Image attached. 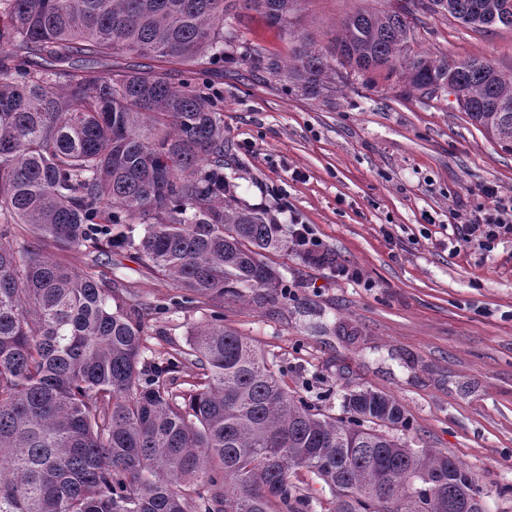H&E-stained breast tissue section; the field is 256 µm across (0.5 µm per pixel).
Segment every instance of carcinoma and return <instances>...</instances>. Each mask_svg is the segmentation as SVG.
Wrapping results in <instances>:
<instances>
[{"instance_id": "cac0c4a2", "label": "carcinoma", "mask_w": 512, "mask_h": 512, "mask_svg": "<svg viewBox=\"0 0 512 512\" xmlns=\"http://www.w3.org/2000/svg\"><path fill=\"white\" fill-rule=\"evenodd\" d=\"M237 2L0 0V512H310L317 485L324 512H448L475 490L447 453L375 428L408 426L393 396L354 392L336 418L224 326L226 296L275 302L281 279L261 256L283 247L271 211L224 177V98L198 78L224 59ZM302 2L245 0L293 38L287 70L247 48L252 68L308 97L336 91L347 67H386L431 96L451 75L461 111L512 153V75L414 53L393 0L346 15L322 46L299 30ZM420 2L512 28V0ZM117 56L163 69L96 70ZM169 66L186 67L181 83ZM12 224L66 249L135 252L208 323L147 365L157 306L15 243Z\"/></svg>"}]
</instances>
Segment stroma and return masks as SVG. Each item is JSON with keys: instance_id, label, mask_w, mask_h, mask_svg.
Masks as SVG:
<instances>
[{"instance_id": "stroma-1", "label": "stroma", "mask_w": 512, "mask_h": 512, "mask_svg": "<svg viewBox=\"0 0 512 512\" xmlns=\"http://www.w3.org/2000/svg\"><path fill=\"white\" fill-rule=\"evenodd\" d=\"M381 0H305L302 25L324 37L348 13ZM236 49L207 77L224 96V174L254 206L282 203L310 224L339 277L295 251L268 262L285 287L276 303L226 298L224 323L273 361L289 391L333 416L354 389L383 391L401 405L412 447L447 452L472 471L486 512H512V240L493 249L456 247L457 228L489 185L512 198V153L461 112L453 97L408 90L397 73H351L347 86L316 98L251 72L241 49H263L287 66L292 44L258 11L238 8ZM416 52L484 57L512 75V29L468 28L418 13ZM301 178H293V171ZM19 243L104 285L135 291L158 307L144 359L186 347L205 310L176 305L172 282L133 253L97 254L39 242L26 225Z\"/></svg>"}]
</instances>
